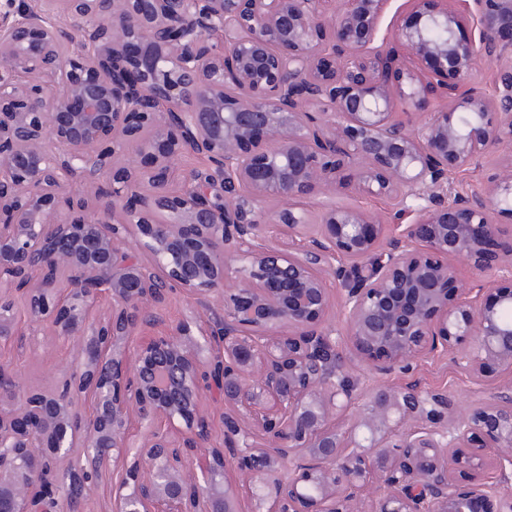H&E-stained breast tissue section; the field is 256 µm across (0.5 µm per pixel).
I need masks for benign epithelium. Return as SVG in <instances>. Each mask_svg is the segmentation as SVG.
Listing matches in <instances>:
<instances>
[{
	"label": "benign epithelium",
	"mask_w": 512,
	"mask_h": 512,
	"mask_svg": "<svg viewBox=\"0 0 512 512\" xmlns=\"http://www.w3.org/2000/svg\"><path fill=\"white\" fill-rule=\"evenodd\" d=\"M385 2L0 0V337L18 302L74 351L44 389L0 364V512H80L101 485L110 512H240L244 492L251 512H360L372 488L376 512H512V0L415 11L397 90ZM415 61L448 99L417 127ZM493 153L492 188L448 193ZM186 156L203 163L175 185ZM346 167L415 220L388 237L337 203ZM330 276L352 346L403 384L361 391ZM173 286L198 331L164 323ZM451 351L492 400L461 410L411 376Z\"/></svg>",
	"instance_id": "obj_1"
}]
</instances>
